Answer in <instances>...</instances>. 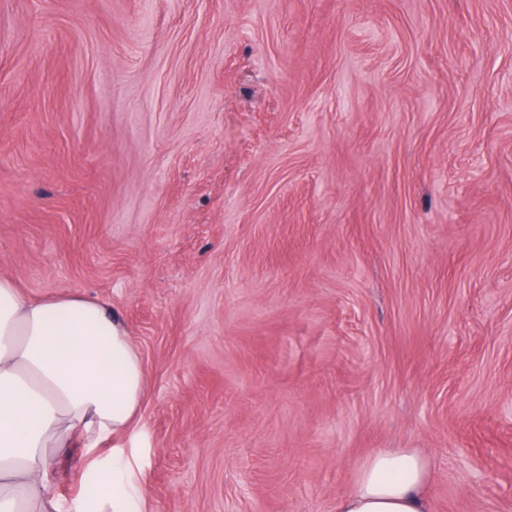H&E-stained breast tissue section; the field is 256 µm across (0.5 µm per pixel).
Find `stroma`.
<instances>
[{
    "instance_id": "35a3bbf8",
    "label": "stroma",
    "mask_w": 512,
    "mask_h": 512,
    "mask_svg": "<svg viewBox=\"0 0 512 512\" xmlns=\"http://www.w3.org/2000/svg\"><path fill=\"white\" fill-rule=\"evenodd\" d=\"M0 276L123 323L141 512H512V0H0ZM430 475V461L418 451L376 452L358 468L355 489L339 500L336 512H427Z\"/></svg>"
}]
</instances>
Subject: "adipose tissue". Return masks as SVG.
Returning <instances> with one entry per match:
<instances>
[{
  "label": "adipose tissue",
  "mask_w": 512,
  "mask_h": 512,
  "mask_svg": "<svg viewBox=\"0 0 512 512\" xmlns=\"http://www.w3.org/2000/svg\"><path fill=\"white\" fill-rule=\"evenodd\" d=\"M141 359L121 321L80 294L36 297L0 276V512H59L51 480L72 448L130 430L145 394ZM79 512H135L120 452L97 463ZM422 453L370 455L336 512H426Z\"/></svg>",
  "instance_id": "1"
}]
</instances>
